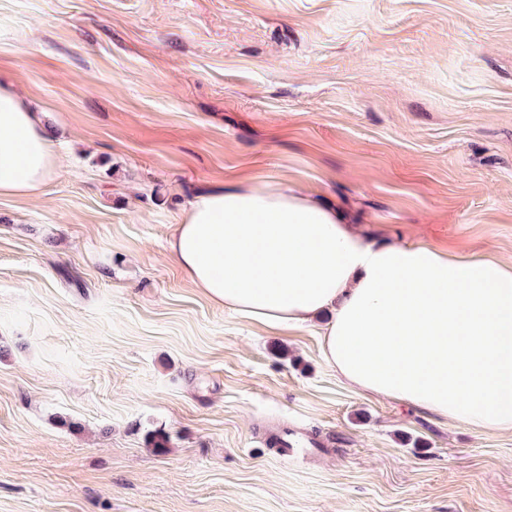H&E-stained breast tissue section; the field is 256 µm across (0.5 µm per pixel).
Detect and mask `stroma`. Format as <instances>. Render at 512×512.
I'll use <instances>...</instances> for the list:
<instances>
[{
	"label": "stroma",
	"instance_id": "35a3bbf8",
	"mask_svg": "<svg viewBox=\"0 0 512 512\" xmlns=\"http://www.w3.org/2000/svg\"><path fill=\"white\" fill-rule=\"evenodd\" d=\"M0 85L60 160L0 197V512H512V432L349 385L167 251L267 184L512 256V0H0Z\"/></svg>",
	"mask_w": 512,
	"mask_h": 512
}]
</instances>
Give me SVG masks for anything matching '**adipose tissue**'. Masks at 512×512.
Segmentation results:
<instances>
[{
	"mask_svg": "<svg viewBox=\"0 0 512 512\" xmlns=\"http://www.w3.org/2000/svg\"><path fill=\"white\" fill-rule=\"evenodd\" d=\"M47 113L0 88V196L56 171ZM213 303L273 332L323 321L348 383L451 423L512 431V260L357 234L340 208L252 185L199 191L168 242Z\"/></svg>",
	"mask_w": 512,
	"mask_h": 512,
	"instance_id": "ef3b65f1",
	"label": "adipose tissue"
}]
</instances>
